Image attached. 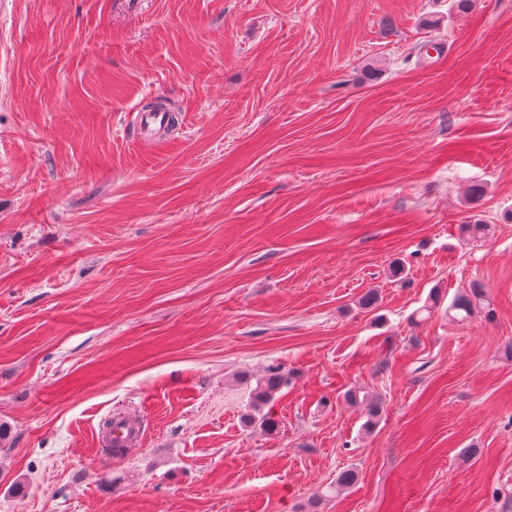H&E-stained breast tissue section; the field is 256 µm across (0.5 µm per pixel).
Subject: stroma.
<instances>
[{"label":"stroma","instance_id":"stroma-1","mask_svg":"<svg viewBox=\"0 0 512 512\" xmlns=\"http://www.w3.org/2000/svg\"><path fill=\"white\" fill-rule=\"evenodd\" d=\"M510 210L512 0H0V512H512ZM288 385V376L281 368L269 369L264 375L250 383V402L252 409L260 414L261 410L274 401L281 390ZM137 436L139 441V426L136 419L132 416H119L111 429L110 440L117 444H125L131 437Z\"/></svg>","mask_w":512,"mask_h":512}]
</instances>
